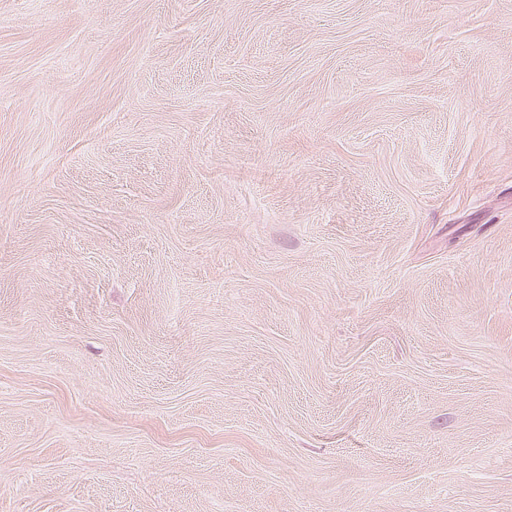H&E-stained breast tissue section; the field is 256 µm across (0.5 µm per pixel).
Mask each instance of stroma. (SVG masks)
I'll use <instances>...</instances> for the list:
<instances>
[{"instance_id": "1", "label": "stroma", "mask_w": 512, "mask_h": 512, "mask_svg": "<svg viewBox=\"0 0 512 512\" xmlns=\"http://www.w3.org/2000/svg\"><path fill=\"white\" fill-rule=\"evenodd\" d=\"M0 512H512V0H0Z\"/></svg>"}]
</instances>
